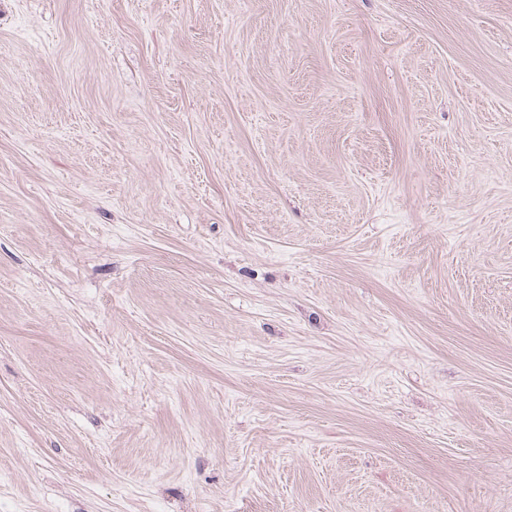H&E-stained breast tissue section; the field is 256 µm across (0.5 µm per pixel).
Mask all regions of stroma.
I'll return each mask as SVG.
<instances>
[{"label": "stroma", "instance_id": "obj_1", "mask_svg": "<svg viewBox=\"0 0 512 512\" xmlns=\"http://www.w3.org/2000/svg\"><path fill=\"white\" fill-rule=\"evenodd\" d=\"M0 512H512V0H0Z\"/></svg>", "mask_w": 512, "mask_h": 512}]
</instances>
